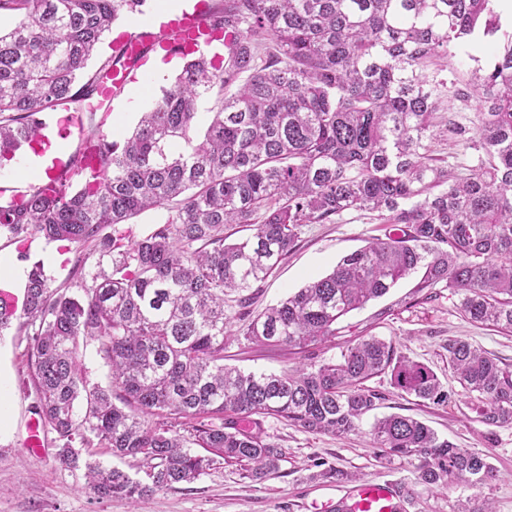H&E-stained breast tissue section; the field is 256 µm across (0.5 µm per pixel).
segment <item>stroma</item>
<instances>
[{"label": "stroma", "instance_id": "stroma-1", "mask_svg": "<svg viewBox=\"0 0 512 512\" xmlns=\"http://www.w3.org/2000/svg\"><path fill=\"white\" fill-rule=\"evenodd\" d=\"M498 43L482 36L452 49L448 56V80L455 93L440 109L463 123H471L482 108L470 82L475 64H488ZM137 89H124L119 97L103 105L100 115L104 130L121 139L132 130L140 112L152 107L174 73L145 70ZM375 213L351 210L331 224H308L288 258L263 282L247 292L244 311L256 315L277 304L308 280L331 272L345 255L366 245L378 235ZM74 247L62 246L44 237H33L27 251L0 239V274L6 264L28 269L42 263L54 285L70 284L76 271ZM417 277L402 280L384 297L343 317L335 337L318 351L319 359L336 361L349 345L377 336L394 341L399 351L430 366L448 393V403L437 406L400 396L381 374L366 386L380 400L374 414L366 415L360 432L337 437L313 433L270 416L262 429L282 450L279 471L261 482L243 478L236 467L217 462L207 474L190 484L157 492L130 504L120 498L98 499L84 492L82 471L68 469L58 457L55 435L43 431L44 449L36 454L24 449L29 420L33 415L35 391L24 357L28 338L11 331L0 337V411L8 423L0 428V512H333L341 486L319 478L320 468L333 467L358 476L360 481L389 480L411 487L414 503L406 512H458L460 502L478 506L489 502L493 512H512V427L480 423L474 410L475 395L467 393L448 366V342L467 340L500 362L512 364V335L496 327L465 319L459 300L448 288L437 286L427 296L415 297ZM301 356L287 347L249 343L240 336L224 343L225 365L244 371L279 373L296 366ZM409 415L434 429L458 447L488 454L498 477L480 488L452 486L427 490L413 483V466L405 459L383 464L376 460L367 432L375 417Z\"/></svg>", "mask_w": 512, "mask_h": 512}]
</instances>
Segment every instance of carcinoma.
<instances>
[{
    "instance_id": "carcinoma-1",
    "label": "carcinoma",
    "mask_w": 512,
    "mask_h": 512,
    "mask_svg": "<svg viewBox=\"0 0 512 512\" xmlns=\"http://www.w3.org/2000/svg\"><path fill=\"white\" fill-rule=\"evenodd\" d=\"M146 0H0L20 17L0 30V163L44 137L45 112L93 118L123 60L99 58L105 32ZM496 0H224L208 4L211 34L229 39L216 64L199 50L174 83L117 141L99 123L52 186L0 202V237L30 235L88 249L77 292L55 287L43 265L28 272L22 307L0 305V336L16 328L26 350L41 425L58 456L85 468L83 489L131 503L192 483L217 459L254 481L279 470L281 449L261 421L284 418L306 431L360 430L380 396L364 382L390 375L401 395L448 402L436 373L370 337L336 362L313 357L280 374L224 366L231 324L224 295L264 280L306 224L349 210L378 213L382 237L343 257L279 304L249 320L242 336L267 345L317 347L336 323L422 272L419 288L444 282L474 323L512 332V31ZM501 35L494 63L477 66L483 109L467 127L438 120L448 96V50ZM207 124L199 129L198 105ZM448 137L477 162L457 172L433 162ZM163 222L125 245L108 228L148 210ZM252 235L226 242L224 226ZM97 344L112 381H89L82 349ZM448 367L486 426L512 427V368L462 339L448 340ZM368 434L379 459L414 462V484L478 488L497 477L484 454L459 448L424 422L399 414ZM197 445L209 452L192 451ZM137 459L144 477L80 462L77 447Z\"/></svg>"
}]
</instances>
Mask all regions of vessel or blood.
<instances>
[{"label":"vessel or blood","instance_id":"b4317fda","mask_svg":"<svg viewBox=\"0 0 512 512\" xmlns=\"http://www.w3.org/2000/svg\"><path fill=\"white\" fill-rule=\"evenodd\" d=\"M205 26L200 10H186L157 28L147 24L135 26L113 41L112 51L133 58L160 49L173 57L179 54L181 46L199 42ZM399 498V487L394 483L363 482L349 487L337 505L345 512H395Z\"/></svg>","mask_w":512,"mask_h":512}]
</instances>
